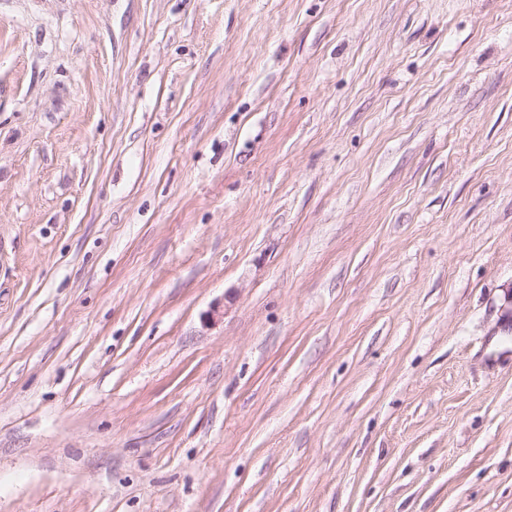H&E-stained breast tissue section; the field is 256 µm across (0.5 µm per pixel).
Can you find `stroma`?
<instances>
[{"instance_id": "35a3bbf8", "label": "stroma", "mask_w": 512, "mask_h": 512, "mask_svg": "<svg viewBox=\"0 0 512 512\" xmlns=\"http://www.w3.org/2000/svg\"><path fill=\"white\" fill-rule=\"evenodd\" d=\"M0 512H512V0H0Z\"/></svg>"}]
</instances>
